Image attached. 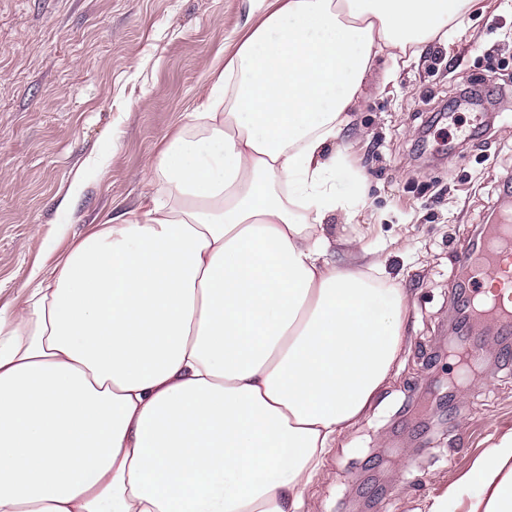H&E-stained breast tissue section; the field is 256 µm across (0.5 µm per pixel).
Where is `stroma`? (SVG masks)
<instances>
[{"instance_id": "1", "label": "stroma", "mask_w": 512, "mask_h": 512, "mask_svg": "<svg viewBox=\"0 0 512 512\" xmlns=\"http://www.w3.org/2000/svg\"><path fill=\"white\" fill-rule=\"evenodd\" d=\"M482 4L422 57L376 66L337 141L366 193L352 221L332 222L381 249L408 295L409 349L302 512H416L512 428L507 339L477 322L466 352L441 341L457 251L512 215V0ZM248 11L249 0H0L1 306H21L30 271L52 268L88 224L156 191L147 160L199 103ZM464 86L481 106L422 130ZM79 177L85 192L63 209Z\"/></svg>"}]
</instances>
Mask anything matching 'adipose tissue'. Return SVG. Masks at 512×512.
Wrapping results in <instances>:
<instances>
[{
    "label": "adipose tissue",
    "mask_w": 512,
    "mask_h": 512,
    "mask_svg": "<svg viewBox=\"0 0 512 512\" xmlns=\"http://www.w3.org/2000/svg\"><path fill=\"white\" fill-rule=\"evenodd\" d=\"M477 3L260 0L160 189L0 307V512H300L406 342L404 288L328 222L364 198L334 146L376 59ZM420 512H512V429Z\"/></svg>",
    "instance_id": "1"
}]
</instances>
